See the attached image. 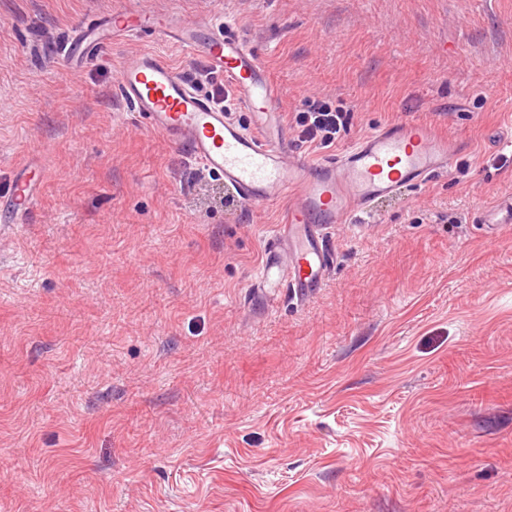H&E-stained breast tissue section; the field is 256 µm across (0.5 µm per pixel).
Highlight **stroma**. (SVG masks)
<instances>
[{
	"instance_id": "stroma-1",
	"label": "stroma",
	"mask_w": 512,
	"mask_h": 512,
	"mask_svg": "<svg viewBox=\"0 0 512 512\" xmlns=\"http://www.w3.org/2000/svg\"><path fill=\"white\" fill-rule=\"evenodd\" d=\"M123 10L229 23L317 159L414 120L469 148L337 225L308 303L254 293L282 205H244L119 92L147 34L93 62L74 29ZM352 110L298 140L312 99ZM512 0H0V512H512ZM36 201V192L31 179L24 175L16 177L9 189L5 209L12 217L11 224H25ZM477 224H484L490 234L498 232L504 224H512V197L482 206Z\"/></svg>"
}]
</instances>
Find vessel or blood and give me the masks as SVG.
Wrapping results in <instances>:
<instances>
[{
	"label": "vessel or blood",
	"mask_w": 512,
	"mask_h": 512,
	"mask_svg": "<svg viewBox=\"0 0 512 512\" xmlns=\"http://www.w3.org/2000/svg\"><path fill=\"white\" fill-rule=\"evenodd\" d=\"M135 32L155 35L202 60L251 114L250 127H241L155 52L141 53L120 73L122 96L149 127L223 177L235 198L246 204L286 203L283 223L274 225L265 243L256 288H282L298 300L312 299L332 270L328 238L335 225L371 212L403 187L425 184L447 171L462 151L461 142L439 137L430 125L402 121L321 159L296 153L276 107L280 88L252 45L229 27L113 13L80 25L71 55L90 59L113 38ZM35 201L33 182L21 175L11 184L5 208L23 223ZM479 221L492 233L512 224V197L482 206Z\"/></svg>",
	"instance_id": "b4317fda"
}]
</instances>
